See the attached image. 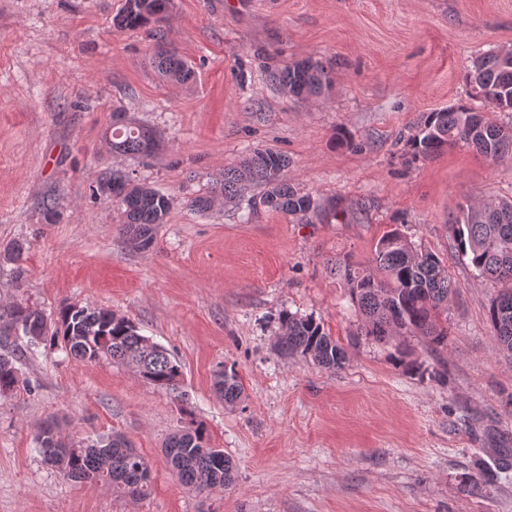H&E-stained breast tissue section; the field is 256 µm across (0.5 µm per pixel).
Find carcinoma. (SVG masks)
I'll use <instances>...</instances> for the list:
<instances>
[{"label":"carcinoma","mask_w":512,"mask_h":512,"mask_svg":"<svg viewBox=\"0 0 512 512\" xmlns=\"http://www.w3.org/2000/svg\"><path fill=\"white\" fill-rule=\"evenodd\" d=\"M170 0H125L116 19L118 27L136 30L162 20ZM154 64L166 78L188 82L192 70L165 45L157 46ZM291 96H321L331 85V66L321 60L295 62L275 76ZM465 81L474 96L488 103L493 97L512 102V59L494 52L473 58ZM112 150L120 154L149 156L158 149L151 129L134 126L122 112L112 113ZM406 144L413 158L428 159L452 145L469 148L492 162L512 154V126L492 121L477 107L449 106L424 112L412 127ZM288 158L269 149H256L238 167L224 172L214 191L191 199L198 211H208L216 201L261 204L300 221L319 206L309 194L299 192L282 177ZM265 184L256 200L245 198L247 186ZM95 193L117 202L125 217L123 235L133 249L145 250L159 225L166 223L172 199L145 184L134 183L120 171H109L99 180ZM448 228L478 278L498 286L489 307L490 321L500 351L512 355V200L488 201L460 208ZM330 271L348 288L361 317L360 335L388 342L399 336H422L434 347L448 344V325L441 322L455 286L440 258L416 247L396 230L379 240L369 269L338 257L328 260ZM8 326L26 339V347L71 345V359L80 363L100 360L125 366L144 382L175 398L180 392L182 366L167 349H145V336L129 320L102 308L64 306L54 322L22 302L7 313ZM274 350L288 359L300 357L328 370H340L346 351L313 317L285 312L279 317ZM20 388L16 358L0 354V397ZM214 394L228 406L241 402L243 385L234 368L222 367L212 380ZM35 441L44 460L75 482L102 483L121 498L141 500L150 493V468L146 459L121 434L96 442L71 438L57 418L44 421ZM168 466L182 485L211 491L235 482L236 469L224 451L214 448L201 427L173 433L165 442Z\"/></svg>","instance_id":"carcinoma-1"}]
</instances>
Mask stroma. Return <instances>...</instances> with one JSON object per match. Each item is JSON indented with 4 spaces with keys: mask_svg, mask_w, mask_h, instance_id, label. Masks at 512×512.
Segmentation results:
<instances>
[{
    "mask_svg": "<svg viewBox=\"0 0 512 512\" xmlns=\"http://www.w3.org/2000/svg\"><path fill=\"white\" fill-rule=\"evenodd\" d=\"M124 4L0 0V315L18 300L50 317L111 310L181 363L187 400L105 360L16 347L28 386L0 398V512H512V357L489 318L494 286L448 231L460 203L512 199V156L415 160L404 145L421 113L471 103L473 57L512 49V0H173L162 30L193 68L183 84L154 68L149 29L114 26ZM306 58L330 62L332 84L297 99L271 75ZM116 110L155 132V155L113 152ZM256 148L287 155L285 179L320 204L309 222L190 207ZM110 169L172 199L147 250L125 243L117 205L90 197ZM395 228L455 284L447 347L359 336L326 268L371 266ZM284 311L323 325L345 367L277 356ZM224 365L245 390L234 407L211 391ZM53 416L80 441L128 438L149 496L63 478L34 441ZM195 423L235 463L232 487L199 495L168 468L164 442Z\"/></svg>",
    "mask_w": 512,
    "mask_h": 512,
    "instance_id": "stroma-1",
    "label": "stroma"
}]
</instances>
